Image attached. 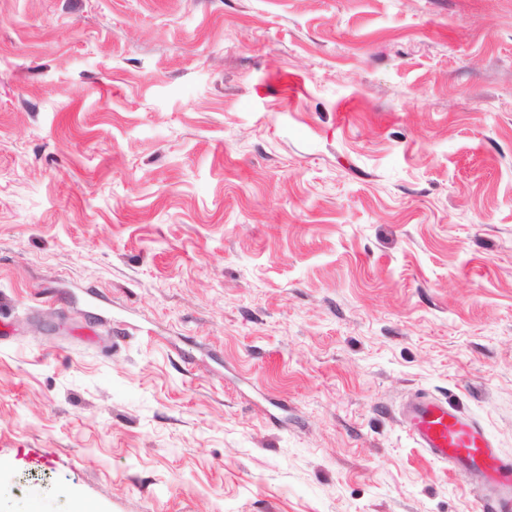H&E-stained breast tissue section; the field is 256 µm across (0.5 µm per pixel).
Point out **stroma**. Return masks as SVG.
<instances>
[{
    "instance_id": "1",
    "label": "stroma",
    "mask_w": 512,
    "mask_h": 512,
    "mask_svg": "<svg viewBox=\"0 0 512 512\" xmlns=\"http://www.w3.org/2000/svg\"><path fill=\"white\" fill-rule=\"evenodd\" d=\"M0 322V512H478L512 0H0ZM400 421L417 447L452 465L473 486L481 512H512V458L500 453L480 422L426 394L406 402Z\"/></svg>"
}]
</instances>
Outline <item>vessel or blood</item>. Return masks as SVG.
I'll list each match as a JSON object with an SVG mask.
<instances>
[{
    "mask_svg": "<svg viewBox=\"0 0 512 512\" xmlns=\"http://www.w3.org/2000/svg\"><path fill=\"white\" fill-rule=\"evenodd\" d=\"M400 421L417 447L473 486L481 512H512V458L500 453L480 422L426 394L406 402Z\"/></svg>",
    "mask_w": 512,
    "mask_h": 512,
    "instance_id": "b4317fda",
    "label": "vessel or blood"
}]
</instances>
